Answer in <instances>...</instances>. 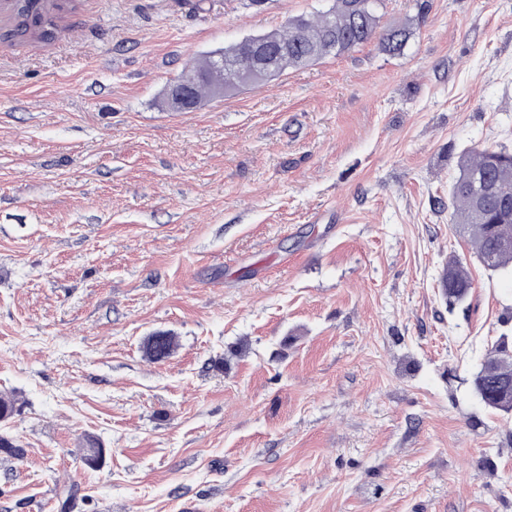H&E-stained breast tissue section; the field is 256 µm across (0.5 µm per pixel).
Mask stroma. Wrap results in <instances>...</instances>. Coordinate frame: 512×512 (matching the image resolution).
I'll return each mask as SVG.
<instances>
[{"mask_svg": "<svg viewBox=\"0 0 512 512\" xmlns=\"http://www.w3.org/2000/svg\"><path fill=\"white\" fill-rule=\"evenodd\" d=\"M331 3L77 0L0 40V512H512V417L471 392L512 277L471 259L452 310L439 284L459 153L512 149V0H381L402 56L164 104ZM184 71L185 70L182 72ZM189 71L186 70V73L181 77V79L170 87L172 95L175 98L176 110L183 111L185 109H189L191 106L190 93L194 85L198 82L200 73L198 71ZM176 346L175 336L169 332H155L145 340V355L153 362H161L172 355Z\"/></svg>", "mask_w": 512, "mask_h": 512, "instance_id": "1", "label": "stroma"}]
</instances>
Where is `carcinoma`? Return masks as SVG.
Masks as SVG:
<instances>
[{
  "label": "carcinoma",
  "instance_id": "obj_1",
  "mask_svg": "<svg viewBox=\"0 0 512 512\" xmlns=\"http://www.w3.org/2000/svg\"><path fill=\"white\" fill-rule=\"evenodd\" d=\"M377 2L360 0V6L352 9L350 0H336L335 12L329 15L292 18L283 29L248 37L225 47L224 52L234 55L245 70L254 66L263 49L287 50L290 68L312 65L325 57L322 49L329 42L333 43L334 56L374 39L382 52L399 56L413 35L412 28L407 22L380 27L375 11ZM63 13L64 6L57 0H31L29 7L21 11L20 26L6 36L30 35L47 42L53 38ZM207 66L205 57L193 65L195 69L207 70L206 77L195 88L196 105L205 91L214 90L223 80L229 81L225 72L209 70ZM457 170L448 191L453 224L469 236L474 257L486 270L512 272V152L505 148L465 149L458 155ZM440 282L448 307L464 303L471 289L467 258H450L442 269ZM176 346L175 336L155 332L145 340V355L153 362H161L172 355ZM471 387L485 408L512 416L511 335L498 336L472 374Z\"/></svg>",
  "mask_w": 512,
  "mask_h": 512
}]
</instances>
